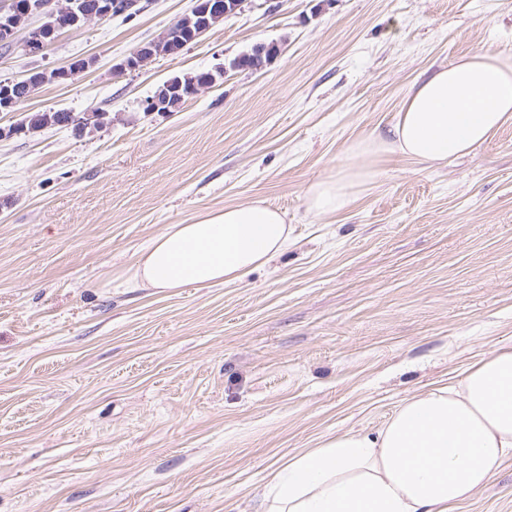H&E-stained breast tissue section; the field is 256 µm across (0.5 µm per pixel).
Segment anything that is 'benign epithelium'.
<instances>
[{"label": "benign epithelium", "mask_w": 512, "mask_h": 512, "mask_svg": "<svg viewBox=\"0 0 512 512\" xmlns=\"http://www.w3.org/2000/svg\"><path fill=\"white\" fill-rule=\"evenodd\" d=\"M241 4L242 0H194L192 12L204 17L211 14L215 17L226 18L234 15ZM51 5L52 15L56 18V23L50 27L43 23L28 31L24 50L29 55L36 56L41 54L54 40L57 30L80 28L120 9L119 0H98L96 8L92 11L82 10L80 0H51ZM16 31L17 25L14 19V8L11 6L6 9L1 8L0 39L10 43ZM154 57L155 53L146 44L126 57L121 63L113 66V71L116 74L136 71L145 66ZM210 88H212V85L205 79L194 80L185 84L180 77L174 76L149 99L150 111H169L167 104L170 101V96L174 93L181 95L183 100L186 98L192 99Z\"/></svg>", "instance_id": "1"}]
</instances>
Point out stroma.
Here are the masks:
<instances>
[{
    "label": "stroma",
    "mask_w": 512,
    "mask_h": 512,
    "mask_svg": "<svg viewBox=\"0 0 512 512\" xmlns=\"http://www.w3.org/2000/svg\"><path fill=\"white\" fill-rule=\"evenodd\" d=\"M136 5L30 56L38 14L0 47L2 79L88 62L0 128L111 118L0 138V512H257L299 449L377 430L512 349V122L438 168L380 159L343 212L305 205L425 73L482 46L512 54V0H243L117 75L193 0ZM270 42L262 69L145 111L169 76ZM256 199L286 215L281 255L228 285L133 287L168 226ZM456 512H512V461ZM156 54L150 49L149 44L137 49L130 56L126 57L121 63L113 67L116 74H124L126 71H136L150 62ZM81 119L73 115L71 112L64 110H57L54 112H35L27 116L26 128L30 130H37L47 125H73L75 128H80Z\"/></svg>",
    "instance_id": "1"
}]
</instances>
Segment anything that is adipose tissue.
Here are the masks:
<instances>
[{"label": "adipose tissue", "mask_w": 512, "mask_h": 512, "mask_svg": "<svg viewBox=\"0 0 512 512\" xmlns=\"http://www.w3.org/2000/svg\"><path fill=\"white\" fill-rule=\"evenodd\" d=\"M512 120V55L480 48L417 81L387 132L350 144L349 164L311 184L310 212L348 208L371 159L427 167L488 143ZM284 213L256 200L174 224L141 252L134 281L162 292L231 284L288 247ZM512 459V350L406 400L377 432L294 453L265 485L261 512H452Z\"/></svg>", "instance_id": "1"}]
</instances>
